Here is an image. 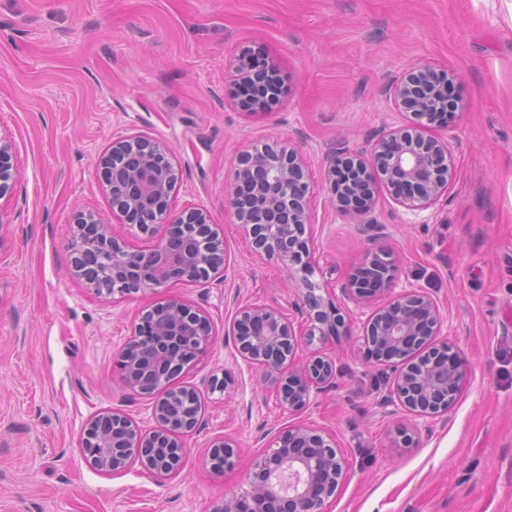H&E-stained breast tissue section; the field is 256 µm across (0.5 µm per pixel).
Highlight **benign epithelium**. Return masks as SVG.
Here are the masks:
<instances>
[{"mask_svg": "<svg viewBox=\"0 0 512 512\" xmlns=\"http://www.w3.org/2000/svg\"><path fill=\"white\" fill-rule=\"evenodd\" d=\"M459 83L453 71L429 64L411 68L390 86L395 107L410 113V125L377 136L361 150L343 144L325 152L321 181L356 223H378L380 184L397 205L411 211L433 208L448 196L456 177L454 155L432 126L440 114L459 109ZM230 85L224 104L252 115L267 112L285 93L277 66L256 64L247 49L236 58ZM97 167L112 214L137 228L142 238L139 243L118 238L92 215H76L68 249L73 271L89 294L126 298L224 276V232L209 210L172 211L177 173L174 150L166 141L118 137L99 154ZM312 190L303 143L288 139L240 150L227 199L237 223L247 226L251 251L283 262L299 281L295 310L301 320L251 303L238 309L227 332L240 356L263 371L280 406L292 414L303 411L312 394L335 386L336 364L320 345L352 329L351 317L336 305L331 289L311 280L316 270L307 236ZM107 255L114 284L110 292L101 271ZM395 271L393 253L381 246L341 290L358 302L379 301L364 328L363 345L369 360L395 370L387 404L416 417H440L463 390L465 364L454 344L436 341L444 323L437 302L417 288L395 291ZM212 340L210 315L200 306L170 298L140 313L116 363L128 395L153 399L155 426L145 430L114 409L95 412L79 442L94 469L116 474L137 460L156 479L182 469L184 438L201 428L203 417L197 389L176 380L198 364ZM301 346L309 356L297 362ZM235 457L234 441L223 437L210 444L206 463L222 474L234 466ZM345 478L334 438L307 424L289 426L256 460L248 489L215 502L211 512H329Z\"/></svg>", "mask_w": 512, "mask_h": 512, "instance_id": "benign-epithelium-1", "label": "benign epithelium"}]
</instances>
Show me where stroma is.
I'll use <instances>...</instances> for the list:
<instances>
[{
    "label": "stroma",
    "mask_w": 512,
    "mask_h": 512,
    "mask_svg": "<svg viewBox=\"0 0 512 512\" xmlns=\"http://www.w3.org/2000/svg\"><path fill=\"white\" fill-rule=\"evenodd\" d=\"M245 47L277 61L287 89L261 115L224 104ZM423 63L461 77L463 107L437 131L454 149L455 182L425 211L379 189L378 225L353 223L317 179L322 155L407 123L389 87ZM133 133L172 146L176 207L209 209L227 252L223 280L166 291L209 312L213 343L186 377L203 425L182 470L160 481L137 461L101 474L79 449L98 410L154 424L151 399L126 395L113 355L158 297L89 295L67 250L76 213L112 222L95 161ZM0 137L17 172L0 197V512H210L246 490L266 445L299 422L331 435L345 461L330 512H512V0H0ZM288 137L316 178L315 281L345 283L385 246L398 288L437 300L467 372L447 415L414 421L383 405L393 375L363 353L372 304L337 297L353 319L352 335L324 348L337 384L296 415L227 336L239 306L297 299L287 267L256 257L225 210L237 151ZM214 375L229 377L226 390H209ZM413 422L416 447H394ZM223 436L238 455L214 475L204 458Z\"/></svg>",
    "instance_id": "35a3bbf8"
}]
</instances>
